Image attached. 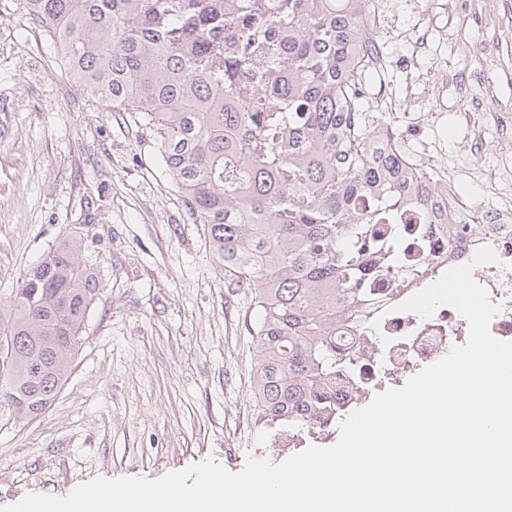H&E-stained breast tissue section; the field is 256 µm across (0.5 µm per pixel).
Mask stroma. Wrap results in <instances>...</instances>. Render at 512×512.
<instances>
[{
	"mask_svg": "<svg viewBox=\"0 0 512 512\" xmlns=\"http://www.w3.org/2000/svg\"><path fill=\"white\" fill-rule=\"evenodd\" d=\"M480 8L471 21L458 8L381 0L392 101L362 98L405 153L447 160L467 197L484 196L512 163L495 127L472 157L463 119L512 106V35L502 30L512 0ZM70 233L82 236L100 291L46 412L29 420L0 407V506L64 497L97 478L157 480L209 459L234 473L251 457L288 459L252 400V290L225 282L151 132L89 95L23 0H0V299Z\"/></svg>",
	"mask_w": 512,
	"mask_h": 512,
	"instance_id": "stroma-1",
	"label": "stroma"
}]
</instances>
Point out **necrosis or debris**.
<instances>
[{"instance_id":"obj_1","label":"necrosis or debris","mask_w":512,"mask_h":512,"mask_svg":"<svg viewBox=\"0 0 512 512\" xmlns=\"http://www.w3.org/2000/svg\"><path fill=\"white\" fill-rule=\"evenodd\" d=\"M419 168L437 180L441 198L449 213L466 228L455 249L442 241L419 236L418 225H409L411 240L403 252L402 266L418 272L417 280L386 278L374 282L386 304L358 328L337 329L336 344L354 351L356 358L341 368L329 392L336 402L330 419L302 428L277 429L271 445L299 449L308 444H325L336 435V423L371 395L402 387L427 365L443 358L452 346L465 344L467 320L448 306L438 307L427 318L400 311L399 306L449 269L472 260L483 246L491 247L495 262L477 266L473 276L485 287L500 310L490 323L491 334L512 341V167H505L490 186L493 205L484 199L459 194L448 183V165L431 154L419 155Z\"/></svg>"}]
</instances>
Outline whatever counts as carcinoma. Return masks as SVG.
Returning <instances> with one entry per match:
<instances>
[{"instance_id": "obj_1", "label": "carcinoma", "mask_w": 512, "mask_h": 512, "mask_svg": "<svg viewBox=\"0 0 512 512\" xmlns=\"http://www.w3.org/2000/svg\"><path fill=\"white\" fill-rule=\"evenodd\" d=\"M369 0H25L72 75L148 128L224 279L254 290L253 394L267 421L328 414L324 389L399 272L392 227L413 210L439 226L436 187L382 130L362 125ZM70 233L0 303V405L43 414L68 379L99 291Z\"/></svg>"}]
</instances>
